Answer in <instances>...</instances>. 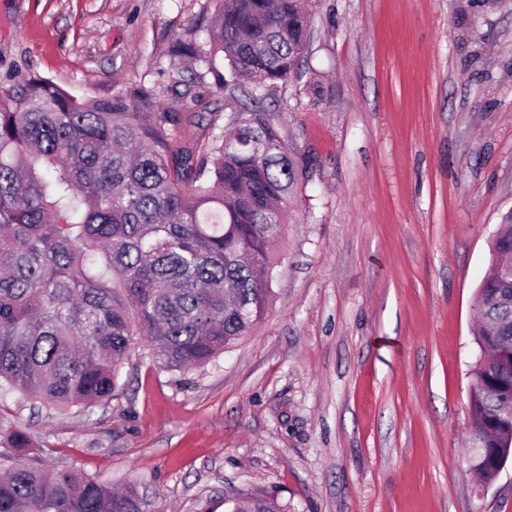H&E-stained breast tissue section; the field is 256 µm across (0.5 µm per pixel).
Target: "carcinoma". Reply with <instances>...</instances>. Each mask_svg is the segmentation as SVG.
I'll return each instance as SVG.
<instances>
[{
	"instance_id": "cac0c4a2",
	"label": "carcinoma",
	"mask_w": 512,
	"mask_h": 512,
	"mask_svg": "<svg viewBox=\"0 0 512 512\" xmlns=\"http://www.w3.org/2000/svg\"><path fill=\"white\" fill-rule=\"evenodd\" d=\"M312 0H230L209 42L249 99L299 72ZM171 112H130L126 102L78 99L39 75L0 82V397L60 411L106 404L141 338L160 367L204 365L253 330L272 297L274 240L307 174L260 109L231 121L199 155L168 150ZM512 255V211L495 256ZM512 292L487 270L477 336L492 354L512 336ZM472 431L512 402L486 394ZM32 436L0 415V512H145L116 490L60 463L30 456ZM229 512H278L268 499Z\"/></svg>"
}]
</instances>
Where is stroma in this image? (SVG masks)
Segmentation results:
<instances>
[{"mask_svg": "<svg viewBox=\"0 0 512 512\" xmlns=\"http://www.w3.org/2000/svg\"><path fill=\"white\" fill-rule=\"evenodd\" d=\"M220 0H0V77L174 112L204 147L242 110L207 29ZM193 37L197 57H174ZM265 116L308 178L264 319L204 367L137 346L85 412L0 414L148 512H512V463L467 456L478 288L512 211V0H316L300 77ZM276 504L268 499L245 497L231 501L228 512H277Z\"/></svg>", "mask_w": 512, "mask_h": 512, "instance_id": "obj_1", "label": "stroma"}]
</instances>
